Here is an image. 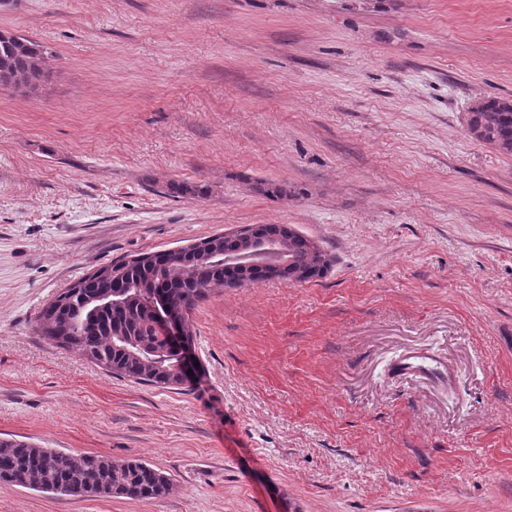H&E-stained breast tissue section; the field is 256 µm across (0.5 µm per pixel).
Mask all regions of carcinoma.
Instances as JSON below:
<instances>
[{"mask_svg":"<svg viewBox=\"0 0 512 512\" xmlns=\"http://www.w3.org/2000/svg\"><path fill=\"white\" fill-rule=\"evenodd\" d=\"M44 46L23 35L0 36V87L30 91L46 81ZM468 133L512 154V96H487L468 112ZM266 243L244 230L218 235L174 252L118 260L77 281L43 310L38 328L56 345L78 352L100 369L162 388L185 386L176 372L179 353L157 335L141 297H168L189 313L213 290L270 279L300 282L323 276L333 257L285 224H266ZM0 483L38 492L158 500L171 478L138 460L115 462L98 454L70 455L13 437H0Z\"/></svg>","mask_w":512,"mask_h":512,"instance_id":"obj_1","label":"carcinoma"}]
</instances>
